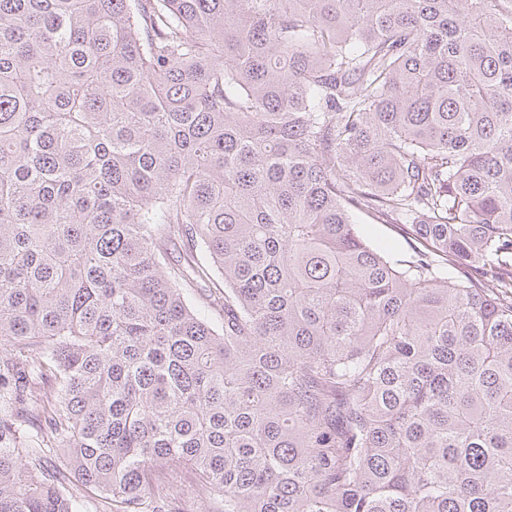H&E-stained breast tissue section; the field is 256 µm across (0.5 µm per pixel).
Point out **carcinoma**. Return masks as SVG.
<instances>
[{"label":"carcinoma","instance_id":"carcinoma-1","mask_svg":"<svg viewBox=\"0 0 512 512\" xmlns=\"http://www.w3.org/2000/svg\"><path fill=\"white\" fill-rule=\"evenodd\" d=\"M185 469L512 512V0H0V512ZM357 224L371 243L386 247L396 258L408 257L413 254V247L418 246L416 240L406 234L405 228L399 224H386L363 214H358Z\"/></svg>","mask_w":512,"mask_h":512}]
</instances>
